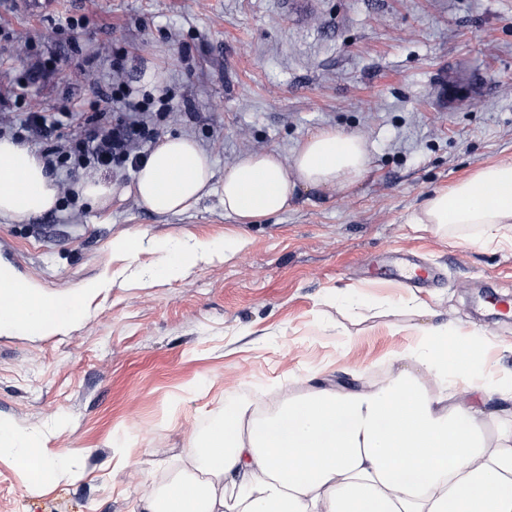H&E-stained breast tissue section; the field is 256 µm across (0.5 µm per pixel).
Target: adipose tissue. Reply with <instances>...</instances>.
Wrapping results in <instances>:
<instances>
[{"instance_id": "ef3b65f1", "label": "adipose tissue", "mask_w": 512, "mask_h": 512, "mask_svg": "<svg viewBox=\"0 0 512 512\" xmlns=\"http://www.w3.org/2000/svg\"><path fill=\"white\" fill-rule=\"evenodd\" d=\"M367 141L320 129L290 158L277 150L239 156L224 170V215L239 224L287 210L299 191L352 189L366 175ZM213 163L188 136H166L128 186L93 175L76 187L79 199L107 210L113 197L134 196L158 215L193 209L212 190ZM61 189L36 152L0 138V219L21 221L56 209ZM413 224H477L487 244H512V163L478 168L437 189ZM223 243L165 246L160 275L175 276L236 253ZM87 314L74 297L45 293L0 262V334H65ZM410 358L437 376L473 384L478 344L445 327L421 328ZM481 396L434 397L401 371L380 385L351 391L315 389L262 416L248 404H228L195 438L187 468L165 492L144 488L133 512H512V416L487 434ZM0 447L29 481L47 485L73 474L75 458L48 455L0 421Z\"/></svg>"}]
</instances>
